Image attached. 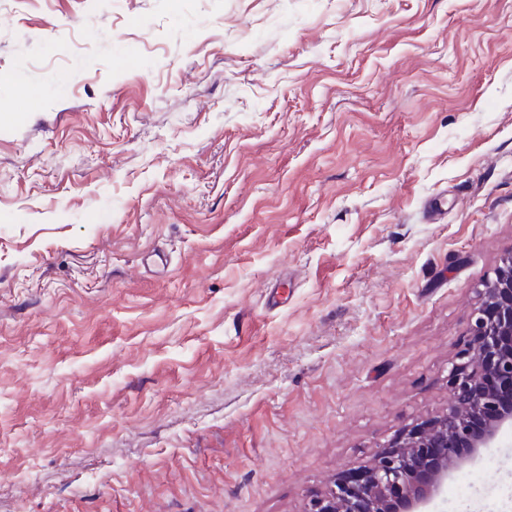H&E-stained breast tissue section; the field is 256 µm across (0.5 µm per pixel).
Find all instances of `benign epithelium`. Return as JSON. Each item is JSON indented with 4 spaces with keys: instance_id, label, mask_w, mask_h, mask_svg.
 I'll return each mask as SVG.
<instances>
[{
    "instance_id": "benign-epithelium-1",
    "label": "benign epithelium",
    "mask_w": 512,
    "mask_h": 512,
    "mask_svg": "<svg viewBox=\"0 0 512 512\" xmlns=\"http://www.w3.org/2000/svg\"><path fill=\"white\" fill-rule=\"evenodd\" d=\"M468 336L448 368V409L312 495L307 512H426L451 473L512 428V252L479 289Z\"/></svg>"
}]
</instances>
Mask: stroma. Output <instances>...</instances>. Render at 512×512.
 Here are the masks:
<instances>
[{
  "mask_svg": "<svg viewBox=\"0 0 512 512\" xmlns=\"http://www.w3.org/2000/svg\"><path fill=\"white\" fill-rule=\"evenodd\" d=\"M510 252L512 0H0V512H305Z\"/></svg>",
  "mask_w": 512,
  "mask_h": 512,
  "instance_id": "obj_1",
  "label": "stroma"
}]
</instances>
